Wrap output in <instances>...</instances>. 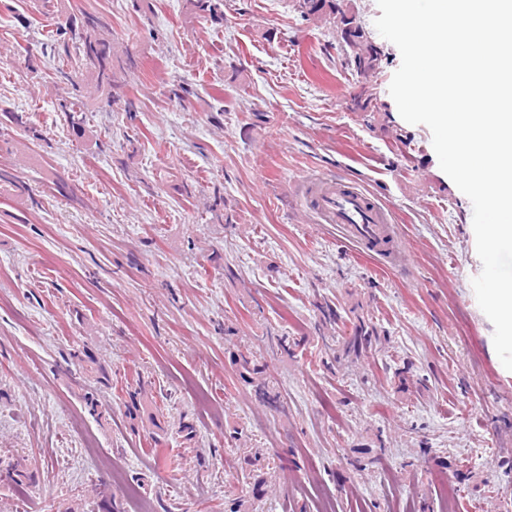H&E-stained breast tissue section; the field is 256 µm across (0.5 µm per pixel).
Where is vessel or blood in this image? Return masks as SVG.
Listing matches in <instances>:
<instances>
[{
	"instance_id": "1",
	"label": "vessel or blood",
	"mask_w": 512,
	"mask_h": 512,
	"mask_svg": "<svg viewBox=\"0 0 512 512\" xmlns=\"http://www.w3.org/2000/svg\"><path fill=\"white\" fill-rule=\"evenodd\" d=\"M306 198L319 223L336 225L352 243L390 266H405L407 249L391 211L373 202L352 183L334 177L306 180Z\"/></svg>"
}]
</instances>
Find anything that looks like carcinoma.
<instances>
[{
	"label": "carcinoma",
	"mask_w": 512,
	"mask_h": 512,
	"mask_svg": "<svg viewBox=\"0 0 512 512\" xmlns=\"http://www.w3.org/2000/svg\"><path fill=\"white\" fill-rule=\"evenodd\" d=\"M221 0H188L191 10L201 16L217 19L221 15ZM293 7L307 20H319L327 15L338 16L340 34L349 48L344 65L352 75L367 78L377 73L379 48L374 44L369 32L356 23V18L338 9L336 0H293ZM106 26L103 20L94 15L84 16L78 29V44L71 46L66 41L67 28L59 27L54 34L58 45V66L55 72L69 82L74 77L88 75L91 84L85 86V94L72 100L60 102L61 111L69 117L72 126L84 124L86 100H103L112 104L115 99L116 83L112 64V43L103 36Z\"/></svg>",
	"instance_id": "cac0c4a2"
}]
</instances>
